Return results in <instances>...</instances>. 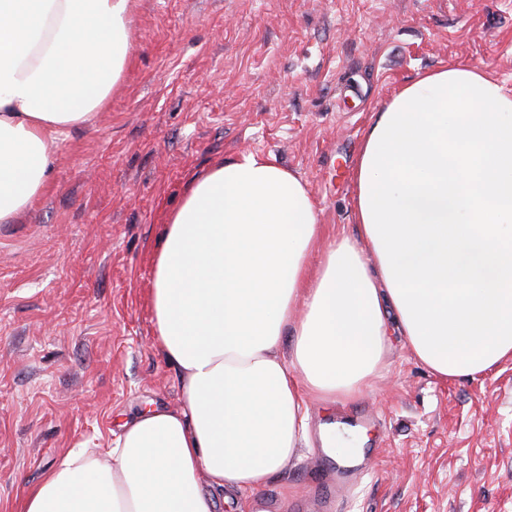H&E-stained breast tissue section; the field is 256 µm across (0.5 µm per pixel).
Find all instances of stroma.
Wrapping results in <instances>:
<instances>
[{"mask_svg":"<svg viewBox=\"0 0 512 512\" xmlns=\"http://www.w3.org/2000/svg\"><path fill=\"white\" fill-rule=\"evenodd\" d=\"M103 112L58 134L41 193L0 223V512L72 448L176 406L150 306L153 257L191 181L252 153L305 181L325 235L357 237L354 169L374 112L419 74L512 88V0H135ZM299 455L259 497H308L321 425L365 430L332 512H512V360L444 381L395 336L348 404L308 401Z\"/></svg>","mask_w":512,"mask_h":512,"instance_id":"35a3bbf8","label":"stroma"}]
</instances>
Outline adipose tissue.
Returning <instances> with one entry per match:
<instances>
[{
    "label": "adipose tissue",
    "mask_w": 512,
    "mask_h": 512,
    "mask_svg": "<svg viewBox=\"0 0 512 512\" xmlns=\"http://www.w3.org/2000/svg\"><path fill=\"white\" fill-rule=\"evenodd\" d=\"M133 0H0V223L38 196L58 131L103 111ZM358 239L318 266L305 182L249 154L191 182L154 258L155 335L179 403L72 448L17 512H215L263 489L306 440L307 400H354L391 333L444 379L512 359V89L424 72L366 128Z\"/></svg>",
    "instance_id": "1"
}]
</instances>
